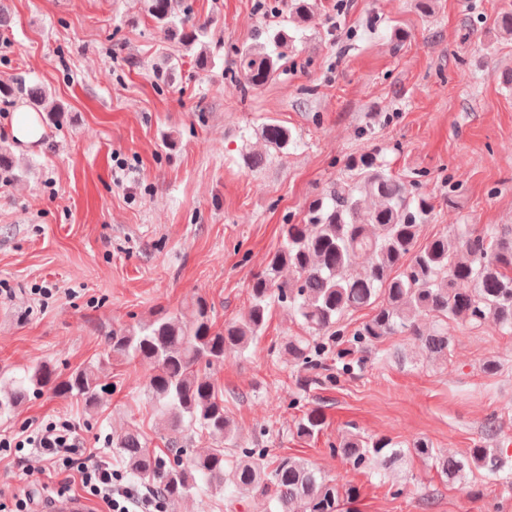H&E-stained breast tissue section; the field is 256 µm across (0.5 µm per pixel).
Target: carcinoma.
Instances as JSON below:
<instances>
[{"label": "carcinoma", "instance_id": "carcinoma-1", "mask_svg": "<svg viewBox=\"0 0 512 512\" xmlns=\"http://www.w3.org/2000/svg\"><path fill=\"white\" fill-rule=\"evenodd\" d=\"M318 8V0H293L291 12L261 42L236 51L237 77L243 91L262 88L281 69L297 34ZM146 13L164 38L186 51L202 43L211 21H200L179 9L177 0H146ZM23 96L37 113L54 121L63 108L49 107V93L22 80L0 79V96ZM260 138L277 153L294 144L288 128L266 123ZM348 175L311 200L303 224L283 225V241L264 269L253 276L249 309L240 322L213 328V307L203 297L185 308H159L152 318L112 330L105 337L112 354L150 367L145 392L174 435L169 455L147 448L138 431L117 437L115 448L126 472L152 485L163 500L177 502L224 485L245 496H262V512H344L358 499L353 485H340L307 461L280 457L264 463L266 449L243 447L224 410V389L211 370L231 355H243L259 342L271 309L286 307L304 325L305 336L288 339V360L306 370H325L329 355L345 370L354 352L368 353L388 336L413 337L427 356L446 359L451 351L448 319L477 328L512 333V230L487 226L476 231L466 224L450 234L418 243L420 228L434 209L432 198L420 191V181L393 174L374 153L353 157ZM372 199L375 205L366 206ZM366 263L362 276L353 274L358 259ZM288 270L292 277L282 278ZM369 309L370 318L345 335V316ZM437 323L423 329L422 320ZM102 361L61 376L40 362L27 367L21 379L0 388V413L23 403L29 392L49 391L87 407L101 401L106 386L98 371ZM323 415L317 408L297 422L304 437L317 434ZM206 435L224 448H208L186 464L181 436ZM355 469L386 470L405 454L435 462L440 475L459 482L477 469L502 480L512 492V455L498 447L473 448L469 455L442 454L423 440L402 448L389 438L351 434L332 448Z\"/></svg>", "mask_w": 512, "mask_h": 512}]
</instances>
